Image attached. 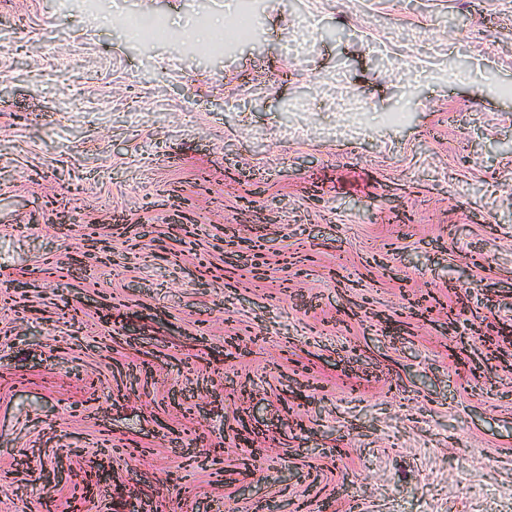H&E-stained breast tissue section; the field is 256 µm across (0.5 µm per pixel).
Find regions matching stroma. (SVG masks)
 <instances>
[{"label": "stroma", "mask_w": 512, "mask_h": 512, "mask_svg": "<svg viewBox=\"0 0 512 512\" xmlns=\"http://www.w3.org/2000/svg\"><path fill=\"white\" fill-rule=\"evenodd\" d=\"M239 4L0 0V512L512 503V0Z\"/></svg>", "instance_id": "stroma-1"}]
</instances>
